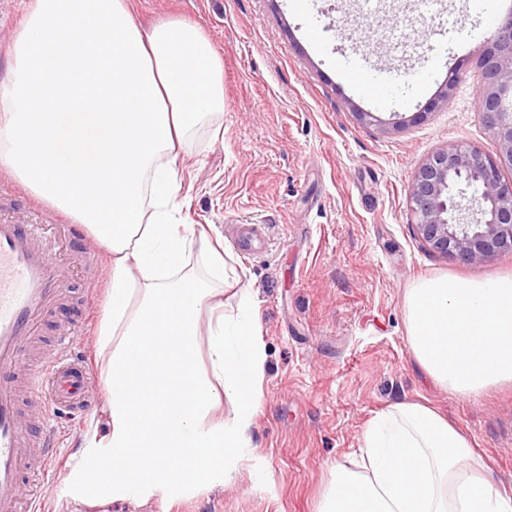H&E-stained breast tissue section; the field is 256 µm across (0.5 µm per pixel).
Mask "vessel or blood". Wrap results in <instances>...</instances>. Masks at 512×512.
<instances>
[{
	"mask_svg": "<svg viewBox=\"0 0 512 512\" xmlns=\"http://www.w3.org/2000/svg\"><path fill=\"white\" fill-rule=\"evenodd\" d=\"M350 68L369 71L371 98L384 97L389 68L367 70L358 57ZM24 213L21 221L0 215V512H43V497L22 488L49 479L59 445L56 412L80 414L90 406L89 370L70 350L87 334L92 296L83 297L79 318L59 335L43 333L67 296L48 238L70 243L84 237V227L61 218L45 224L44 210L32 203Z\"/></svg>",
	"mask_w": 512,
	"mask_h": 512,
	"instance_id": "b4317fda",
	"label": "vessel or blood"
}]
</instances>
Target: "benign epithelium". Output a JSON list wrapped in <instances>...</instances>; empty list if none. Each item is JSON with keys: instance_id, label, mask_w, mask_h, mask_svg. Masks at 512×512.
I'll list each match as a JSON object with an SVG mask.
<instances>
[{"instance_id": "benign-epithelium-1", "label": "benign epithelium", "mask_w": 512, "mask_h": 512, "mask_svg": "<svg viewBox=\"0 0 512 512\" xmlns=\"http://www.w3.org/2000/svg\"><path fill=\"white\" fill-rule=\"evenodd\" d=\"M481 54L479 109L496 154L450 142L415 171L407 200L419 238L432 252L465 263L512 253V12L498 19ZM473 187L467 202L459 183Z\"/></svg>"}]
</instances>
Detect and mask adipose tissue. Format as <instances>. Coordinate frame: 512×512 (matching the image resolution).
Listing matches in <instances>:
<instances>
[{"mask_svg":"<svg viewBox=\"0 0 512 512\" xmlns=\"http://www.w3.org/2000/svg\"><path fill=\"white\" fill-rule=\"evenodd\" d=\"M223 112L224 63L197 24L141 29L130 0H26L0 79V168L89 228L111 281L101 427L61 497L172 503L230 483L249 452L259 317L248 289L228 310L185 273L197 230L178 221L187 138ZM319 512H512V494L447 418L399 402L367 423Z\"/></svg>","mask_w":512,"mask_h":512,"instance_id":"ef3b65f1","label":"adipose tissue"}]
</instances>
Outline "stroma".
I'll return each mask as SVG.
<instances>
[{
  "label": "stroma",
  "instance_id": "35a3bbf8",
  "mask_svg": "<svg viewBox=\"0 0 512 512\" xmlns=\"http://www.w3.org/2000/svg\"><path fill=\"white\" fill-rule=\"evenodd\" d=\"M290 2L132 0L141 25L196 22L224 62V133L197 127L179 165L192 188L185 223L215 225L257 304L266 364L250 458L231 485L169 507L58 498L95 408L59 422L62 468L35 487L49 512H318L334 467L357 454L374 413L397 402L448 416L512 490V384L470 397L435 386L411 354L406 318L420 280L512 278V254L463 264L428 251L407 204L436 149L498 150L475 79L486 19L470 0H312L308 12ZM430 25L437 39L423 35ZM356 55L404 71L387 103L340 79ZM443 92L447 104L420 114ZM359 109L373 122L357 121ZM250 233L246 255L237 244ZM81 252L83 261L61 259L65 285L96 290L104 307L108 255L93 238Z\"/></svg>",
  "mask_w": 512,
  "mask_h": 512
}]
</instances>
